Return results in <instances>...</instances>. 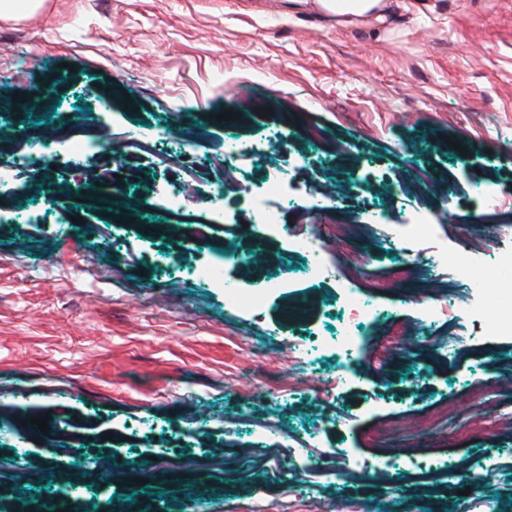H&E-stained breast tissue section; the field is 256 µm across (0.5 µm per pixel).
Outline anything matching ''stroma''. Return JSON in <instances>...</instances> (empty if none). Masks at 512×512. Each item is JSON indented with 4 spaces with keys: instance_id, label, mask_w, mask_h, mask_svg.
<instances>
[{
    "instance_id": "stroma-1",
    "label": "stroma",
    "mask_w": 512,
    "mask_h": 512,
    "mask_svg": "<svg viewBox=\"0 0 512 512\" xmlns=\"http://www.w3.org/2000/svg\"><path fill=\"white\" fill-rule=\"evenodd\" d=\"M0 512L34 498L69 512H512V334L494 300L481 325L425 322L470 301L443 268L366 294L372 338L354 361L312 351L344 319L339 278L426 264L363 214L435 227L483 256L512 239V0H391L381 26H337L307 0H43L0 16ZM91 151L38 159L34 108ZM269 116H259V109ZM216 111L233 120L214 123ZM147 135L148 149H129ZM270 140L224 184L226 140ZM461 150H454V143ZM178 154L169 163V154ZM271 206L252 199L280 166ZM110 206L83 200L102 169ZM191 184L185 209H161ZM346 226L344 258L309 278L291 235L310 196ZM504 200L496 215L486 197ZM231 253L224 282L188 276ZM280 288L261 313L230 287ZM494 346L495 356L476 357ZM352 371L335 387L336 375ZM451 401L447 418L419 423ZM493 413L495 433L482 429ZM47 419L48 432L35 422ZM124 474L113 483L110 471ZM156 492L133 498V479Z\"/></svg>"
}]
</instances>
